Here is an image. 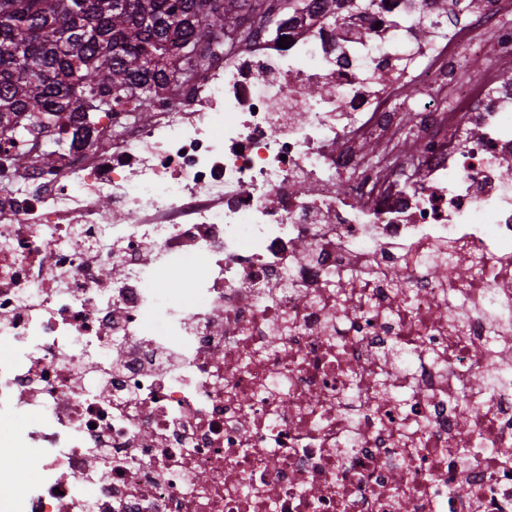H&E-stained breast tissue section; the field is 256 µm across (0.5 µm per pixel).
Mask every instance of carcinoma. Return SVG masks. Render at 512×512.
<instances>
[{"label":"carcinoma","mask_w":512,"mask_h":512,"mask_svg":"<svg viewBox=\"0 0 512 512\" xmlns=\"http://www.w3.org/2000/svg\"><path fill=\"white\" fill-rule=\"evenodd\" d=\"M243 0H0V134L45 135V166L66 149L51 129L77 116L89 129L101 99L152 94L176 73L190 75L182 53L205 29L236 24ZM29 124H19L21 117Z\"/></svg>","instance_id":"cac0c4a2"}]
</instances>
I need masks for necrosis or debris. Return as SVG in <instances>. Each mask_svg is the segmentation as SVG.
<instances>
[{
    "mask_svg": "<svg viewBox=\"0 0 512 512\" xmlns=\"http://www.w3.org/2000/svg\"><path fill=\"white\" fill-rule=\"evenodd\" d=\"M137 107L0 146V512H512V0H256Z\"/></svg>",
    "mask_w": 512,
    "mask_h": 512,
    "instance_id": "4bbe7bcc",
    "label": "necrosis or debris"
}]
</instances>
